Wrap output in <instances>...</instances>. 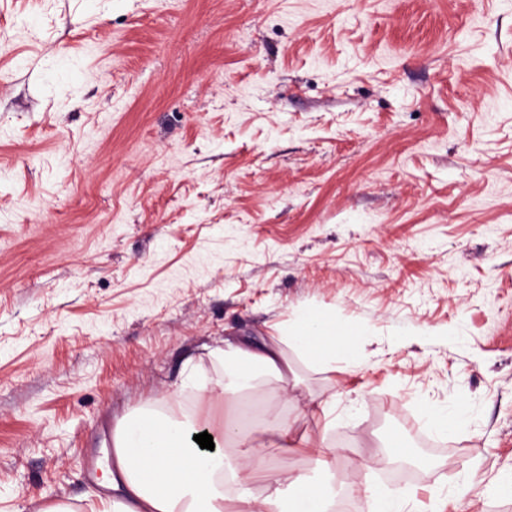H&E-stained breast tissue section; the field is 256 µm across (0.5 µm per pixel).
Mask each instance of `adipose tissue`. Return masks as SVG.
<instances>
[{"label": "adipose tissue", "mask_w": 512, "mask_h": 512, "mask_svg": "<svg viewBox=\"0 0 512 512\" xmlns=\"http://www.w3.org/2000/svg\"><path fill=\"white\" fill-rule=\"evenodd\" d=\"M349 340L337 331L334 317L299 314L260 344L215 349L226 380L215 389L198 387L195 407L182 427L173 426L165 414L124 418L113 427L112 465L101 482L106 493L88 503V512H332L329 492L305 477L273 471L256 492L245 476L267 465L269 449L295 447L292 422L263 423L255 436L234 430L231 420L219 418L213 408L235 402L250 371L287 380L292 367L285 344H295L313 361L332 363ZM198 427L221 436L237 456L212 455L188 444V432Z\"/></svg>", "instance_id": "1"}]
</instances>
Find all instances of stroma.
Returning <instances> with one entry per match:
<instances>
[{"label":"stroma","instance_id":"1","mask_svg":"<svg viewBox=\"0 0 512 512\" xmlns=\"http://www.w3.org/2000/svg\"><path fill=\"white\" fill-rule=\"evenodd\" d=\"M310 310L360 334L241 393L310 439L271 467L359 498L396 432L415 512L476 461L512 512V0H0V512H81L121 417ZM469 408L460 403L432 407L425 414L428 425L439 435L454 436L468 416ZM377 457L378 461L395 463L409 459L411 454L405 442L398 435H393L385 445L378 448Z\"/></svg>","mask_w":512,"mask_h":512}]
</instances>
